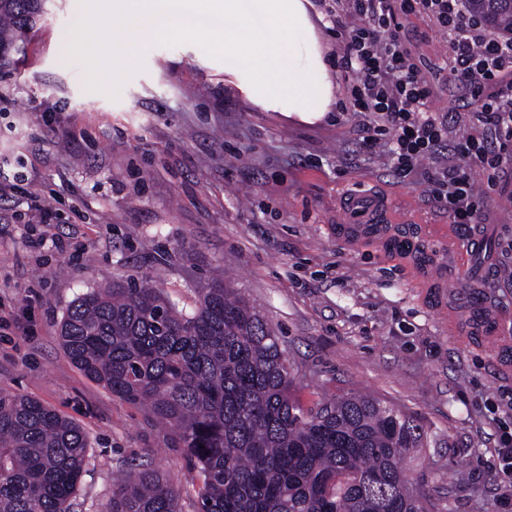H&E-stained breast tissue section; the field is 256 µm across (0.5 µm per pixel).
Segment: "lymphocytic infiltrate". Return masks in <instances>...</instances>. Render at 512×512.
I'll use <instances>...</instances> for the list:
<instances>
[{
    "label": "lymphocytic infiltrate",
    "instance_id": "obj_1",
    "mask_svg": "<svg viewBox=\"0 0 512 512\" xmlns=\"http://www.w3.org/2000/svg\"><path fill=\"white\" fill-rule=\"evenodd\" d=\"M409 11L426 14L447 38L456 62L448 83L496 84L471 109L490 139L450 138L447 119L427 111L432 87L397 34L398 13ZM333 22L343 39L340 66L352 78L363 149L384 150L402 182L419 175L423 160L444 159L441 172L428 178L433 202L457 229L478 223L473 169L512 163V36L485 27L466 0H340Z\"/></svg>",
    "mask_w": 512,
    "mask_h": 512
}]
</instances>
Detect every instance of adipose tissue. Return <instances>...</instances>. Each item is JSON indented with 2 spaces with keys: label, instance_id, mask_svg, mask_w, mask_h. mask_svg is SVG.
Instances as JSON below:
<instances>
[{
  "label": "adipose tissue",
  "instance_id": "ef3b65f1",
  "mask_svg": "<svg viewBox=\"0 0 512 512\" xmlns=\"http://www.w3.org/2000/svg\"><path fill=\"white\" fill-rule=\"evenodd\" d=\"M308 6L309 0H112L108 38L128 65L155 38L203 31L248 99L314 123L335 97Z\"/></svg>",
  "mask_w": 512,
  "mask_h": 512
}]
</instances>
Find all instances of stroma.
I'll return each instance as SVG.
<instances>
[{
    "mask_svg": "<svg viewBox=\"0 0 512 512\" xmlns=\"http://www.w3.org/2000/svg\"><path fill=\"white\" fill-rule=\"evenodd\" d=\"M310 2L336 95L330 121L315 125L252 104L201 32L157 39L113 71L102 0H51L25 58L0 72V393L40 401L86 434L73 512H105L133 464L160 471L182 512H196L200 483L143 408L71 362L59 340L66 310L90 288L152 278L190 312L218 268L275 328L303 403L368 393L403 410L427 437L408 474L441 512H512L497 448L512 432V376L487 344L443 326L445 311L470 314L468 274L512 312V165L492 186L475 175L483 260L462 266L430 233L448 217L428 184L398 182L384 153L362 151L333 2ZM397 22L433 79L431 110L448 114L452 136L482 135L477 122H455L472 91L444 80L447 40L426 14ZM351 190L388 195L393 236L430 257L444 292L421 295L411 264L337 234L349 221L339 197ZM41 238L70 250L35 248Z\"/></svg>",
    "mask_w": 512,
    "mask_h": 512,
    "instance_id": "1",
    "label": "stroma"
}]
</instances>
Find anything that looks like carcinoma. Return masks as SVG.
<instances>
[{
	"label": "carcinoma",
	"mask_w": 512,
	"mask_h": 512,
	"mask_svg": "<svg viewBox=\"0 0 512 512\" xmlns=\"http://www.w3.org/2000/svg\"><path fill=\"white\" fill-rule=\"evenodd\" d=\"M512 30V0H466ZM45 0H0V66ZM67 355L115 397L148 408L202 480L197 512H439L406 474L424 433L365 395L305 407L273 326L230 282L200 289L193 312L154 285L114 281L68 308ZM89 448L74 422L23 395H0V512H71ZM107 512H182L178 490L145 468Z\"/></svg>",
	"instance_id": "obj_1"
}]
</instances>
